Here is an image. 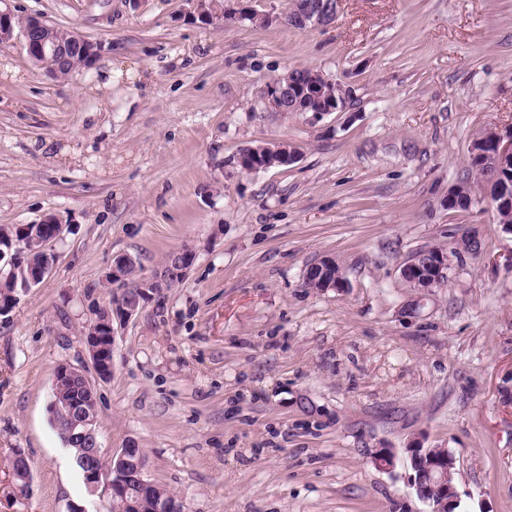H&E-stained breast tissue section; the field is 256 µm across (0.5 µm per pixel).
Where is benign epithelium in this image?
<instances>
[{
    "label": "benign epithelium",
    "mask_w": 512,
    "mask_h": 512,
    "mask_svg": "<svg viewBox=\"0 0 512 512\" xmlns=\"http://www.w3.org/2000/svg\"><path fill=\"white\" fill-rule=\"evenodd\" d=\"M337 0H296V7L290 17L298 28L310 24L323 25L330 23L336 15ZM193 9L198 17L212 22L219 17L217 7L212 0H194ZM13 13L0 10V44H9L20 38L30 59L35 65L45 69L52 77L67 60L68 46L57 36V28L47 24L37 16L22 18L18 28L10 23ZM327 78L322 72L311 69L293 88L273 86L267 92L269 107L276 112H312L313 118L322 117L331 112H344L348 105L330 98L326 89ZM492 151L487 153L490 164L496 169L500 186L475 183L469 186V196L473 201H484L493 210L512 205V194L508 193L507 177H512V131L501 133L490 130ZM301 152L298 147L286 142L267 144L264 146V159L255 154L241 155L238 164L241 170L256 173L272 167L274 164L290 165L299 160ZM65 224L55 214L46 216L37 224H16L13 235L6 240V249L0 248L1 257H9L10 274L21 287L6 301L0 302V315L10 312L20 295L39 285L58 263V253L54 242L61 238ZM453 254L444 252L415 253L401 266V274L411 275L420 284L419 291L427 292L440 288L448 282V270L451 267ZM194 254L188 249L172 253L169 262L158 271L142 275L136 297L131 302L124 300L116 304L98 309L95 319L89 328V338L85 347L98 380L104 381L112 375V347L114 345V327L118 322H129L157 295L158 289L166 288L171 282L183 279L191 269ZM130 262L127 255L115 258L105 275L111 284L122 285L126 282L124 268ZM62 380H70L79 384L85 401L78 405L74 402H59L57 391H51L48 412L51 420L64 421L67 424L62 431L65 446L69 447L77 441L88 444L84 455L73 458L78 472L83 476L89 488V495L99 493L108 497L119 485L115 481L119 468L111 472L96 471L91 460L102 456L97 435L98 409L91 406L97 402L94 382L86 373L70 365H60L54 374L53 384ZM409 454L412 473L409 474V486L416 495L429 507V512H456L459 493L453 483V457L446 452H438L436 448H425L418 444L406 448ZM117 462H133L139 474L141 496H147V487L151 482L147 479V460L142 449L129 445L112 454ZM396 457L389 448H381L372 457L373 464L384 470L395 467Z\"/></svg>",
    "instance_id": "benign-epithelium-1"
}]
</instances>
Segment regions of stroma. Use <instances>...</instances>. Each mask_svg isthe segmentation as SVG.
Segmentation results:
<instances>
[{"instance_id": "35a3bbf8", "label": "stroma", "mask_w": 512, "mask_h": 512, "mask_svg": "<svg viewBox=\"0 0 512 512\" xmlns=\"http://www.w3.org/2000/svg\"><path fill=\"white\" fill-rule=\"evenodd\" d=\"M5 6L98 53L61 81L0 47V225L73 227L0 315V512H105L49 419L55 370L92 373L84 332L116 255L150 273L182 249L187 276L116 329L96 384L104 455L142 448L183 512H427L408 485L418 442L453 456L457 512H512V235L487 203L445 205L473 142L512 128V0H340L303 29L290 0H250L265 25L202 24L190 0ZM295 68L349 90L347 111L270 110ZM271 142L300 160L229 166ZM474 225L484 255L401 316L403 263ZM326 255L346 288L306 286ZM381 448L393 469L373 465Z\"/></svg>"}]
</instances>
